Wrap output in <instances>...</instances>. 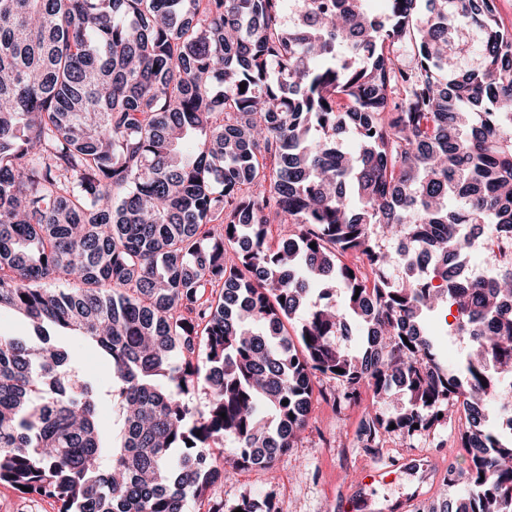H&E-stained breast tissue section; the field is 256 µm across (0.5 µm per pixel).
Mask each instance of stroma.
<instances>
[{"instance_id":"1","label":"stroma","mask_w":512,"mask_h":512,"mask_svg":"<svg viewBox=\"0 0 512 512\" xmlns=\"http://www.w3.org/2000/svg\"><path fill=\"white\" fill-rule=\"evenodd\" d=\"M372 412L367 391L357 405L339 412L331 403L316 402L297 446L278 456L271 469L235 472L213 489L208 501L189 504L188 512H207L209 506L223 501L264 496L273 497L281 512H343L344 500L362 467L397 461L402 462V469L394 480L370 492L364 512H385L393 498L419 487L426 497L414 512H429L438 500L454 499L455 489L443 487L440 480L449 468L462 470L468 465L459 443L463 420L454 417L412 437L393 434L371 450L361 438L360 427ZM426 465L432 473L429 484L423 485L419 477Z\"/></svg>"}]
</instances>
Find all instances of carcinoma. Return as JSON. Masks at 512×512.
Here are the masks:
<instances>
[{
	"mask_svg": "<svg viewBox=\"0 0 512 512\" xmlns=\"http://www.w3.org/2000/svg\"><path fill=\"white\" fill-rule=\"evenodd\" d=\"M288 2L0 0V308L39 341L0 335V484L58 512H185L224 482V443L237 469L295 447L323 375L339 411L363 388L406 397L362 422L368 448L463 413L454 512H512V432L484 414L512 409V260L488 253L487 285L452 264L512 235V32L495 0H383L379 20L303 0L295 24ZM444 306L471 344L453 370L423 327ZM238 508L281 512H210ZM57 343L67 352L72 361L79 364L84 376L100 382H110L112 380V370L106 368L104 363L97 358L94 349L84 341L65 336L58 339Z\"/></svg>",
	"mask_w": 512,
	"mask_h": 512,
	"instance_id": "1",
	"label": "carcinoma"
}]
</instances>
